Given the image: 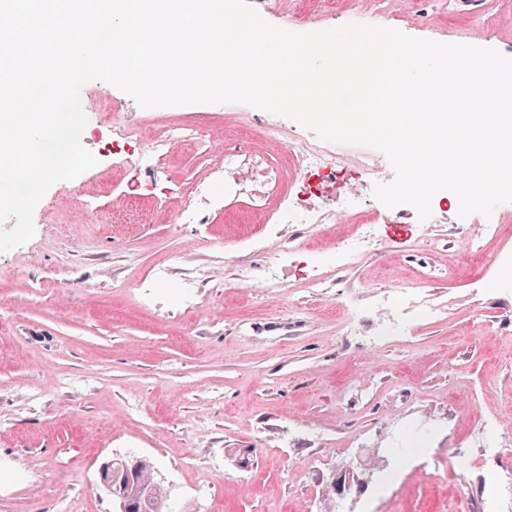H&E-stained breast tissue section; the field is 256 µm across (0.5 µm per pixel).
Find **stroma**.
Returning a JSON list of instances; mask_svg holds the SVG:
<instances>
[{
	"mask_svg": "<svg viewBox=\"0 0 512 512\" xmlns=\"http://www.w3.org/2000/svg\"><path fill=\"white\" fill-rule=\"evenodd\" d=\"M267 22L291 31L350 22L512 57V0H276ZM153 140L182 105L140 107L116 87L81 91V143L98 160L36 204L33 237L0 253V512H112L95 483L108 456L152 459L175 504L194 512H321L325 481L360 465L361 489L336 512H512V287L494 261L512 253V202L459 217L437 192V223L407 209L399 233L337 269L353 218L304 233L245 201L207 224H173L183 183L207 154L184 144L165 168L112 159L108 106ZM228 137L282 164L253 106L200 104ZM348 193L371 195L364 146L340 147ZM500 226L473 267L466 241ZM455 275H448V268ZM136 293L123 281L151 279ZM428 282L445 315L417 321L380 293ZM247 448L251 465L229 451ZM465 460L448 468L449 453Z\"/></svg>",
	"mask_w": 512,
	"mask_h": 512,
	"instance_id": "1",
	"label": "stroma"
}]
</instances>
